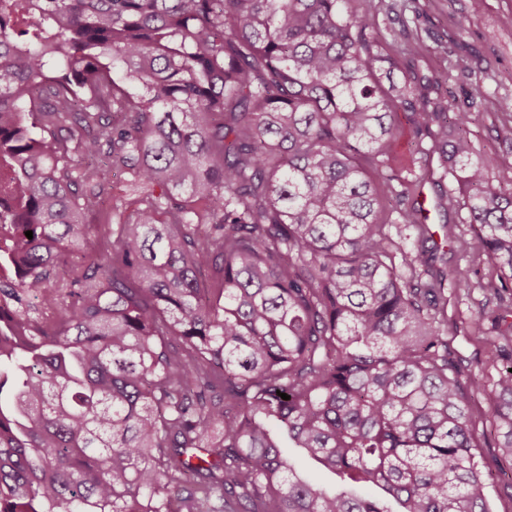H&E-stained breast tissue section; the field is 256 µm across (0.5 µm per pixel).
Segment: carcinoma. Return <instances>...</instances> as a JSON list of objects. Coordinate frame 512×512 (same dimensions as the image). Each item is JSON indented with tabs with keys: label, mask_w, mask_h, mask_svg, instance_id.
<instances>
[{
	"label": "carcinoma",
	"mask_w": 512,
	"mask_h": 512,
	"mask_svg": "<svg viewBox=\"0 0 512 512\" xmlns=\"http://www.w3.org/2000/svg\"><path fill=\"white\" fill-rule=\"evenodd\" d=\"M412 2L0 0V512H492L478 424L512 461V356L475 415L448 341L469 283L427 247L429 165L388 147L410 109L512 340V187L469 138L512 103L394 82L448 54L416 30L382 53ZM287 448H282L284 452L295 458L302 468L313 478V480L323 486H328L334 483V476L329 472L319 468V466L312 460L304 457L299 448H289L288 445H285Z\"/></svg>",
	"instance_id": "obj_1"
}]
</instances>
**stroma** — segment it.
<instances>
[{"label":"stroma","instance_id":"stroma-1","mask_svg":"<svg viewBox=\"0 0 512 512\" xmlns=\"http://www.w3.org/2000/svg\"><path fill=\"white\" fill-rule=\"evenodd\" d=\"M419 3L422 10L416 26L422 35L447 42L449 50L463 60L461 66L448 71L455 109L478 110V102L467 94L477 80L488 93L512 99V0H484L476 12L470 0ZM470 138L478 152L496 160L489 172L492 184L511 186L512 143H506L488 119L472 127ZM448 265L471 284L470 290L448 298L450 345L459 357L470 361L473 374L491 378L500 364L489 358L485 346L497 334L493 320L497 300L482 284L491 278L492 270L473 254L453 248L448 251ZM482 453L491 473L485 494L492 512H512V464L498 458L494 437H487Z\"/></svg>","mask_w":512,"mask_h":512}]
</instances>
